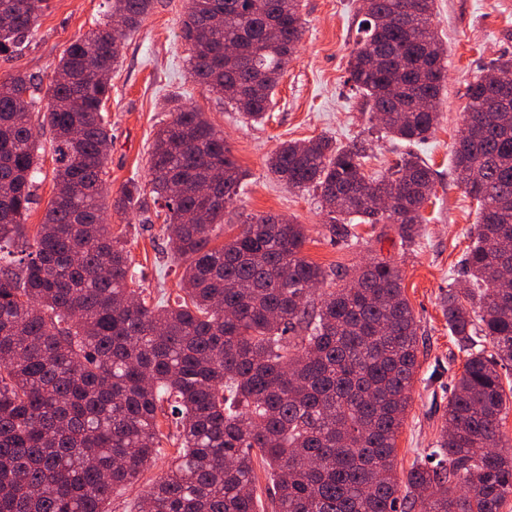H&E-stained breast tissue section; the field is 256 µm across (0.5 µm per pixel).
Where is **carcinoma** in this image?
Returning a JSON list of instances; mask_svg holds the SVG:
<instances>
[{
  "label": "carcinoma",
  "instance_id": "carcinoma-1",
  "mask_svg": "<svg viewBox=\"0 0 512 512\" xmlns=\"http://www.w3.org/2000/svg\"><path fill=\"white\" fill-rule=\"evenodd\" d=\"M44 0H0V54L19 51ZM155 0H112L107 20L60 59L49 88L55 179L29 238L25 216L39 145V90L17 72L0 81V512H107L113 492L162 451L160 418L180 446L140 512H256L258 463L270 468L275 512H501L512 495V454L499 428L512 367V112L489 104L492 60L467 92L469 137L453 171L479 210L463 253L467 293L448 290L443 315L466 355L448 392L434 448L397 472L396 438L418 368V325L396 267L374 259L327 271L302 250L304 226L261 217L229 242L224 209L245 173L224 136L190 109L158 129L148 156L153 202L184 259L181 293L150 304L136 287L123 236L104 224L141 196L135 181L108 199L112 141L103 75L121 55L116 32L135 30ZM361 37L348 81L380 130L410 146L440 118L445 71L434 0H359ZM223 16L215 27L211 17ZM299 0H190L182 38L190 75L252 121L266 117L301 41ZM228 44L240 55L224 59ZM366 148L328 136L288 141L268 168L288 187L319 191L328 231L394 224L402 245L421 235L434 171L413 150L390 172L365 174ZM385 197V209L373 205ZM334 288L320 302L313 290Z\"/></svg>",
  "mask_w": 512,
  "mask_h": 512
}]
</instances>
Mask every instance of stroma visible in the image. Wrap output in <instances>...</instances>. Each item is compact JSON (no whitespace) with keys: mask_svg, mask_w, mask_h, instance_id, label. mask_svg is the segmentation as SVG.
Segmentation results:
<instances>
[{"mask_svg":"<svg viewBox=\"0 0 512 512\" xmlns=\"http://www.w3.org/2000/svg\"><path fill=\"white\" fill-rule=\"evenodd\" d=\"M112 0H47L27 47L17 55H0V79L16 72L35 76L41 89L52 84L69 44L103 22ZM358 0H300L304 34L298 51L275 90L268 119L244 118L223 99L207 93L189 74L188 49L180 36L188 0H156L153 12L127 36L112 73V144L104 184L110 194L134 180L148 181V150L156 131L171 121L174 105L190 107L220 131L237 165L246 172L244 187L224 211L222 241H230L246 221L285 216L303 224V254L324 268L353 269L370 259L396 266L419 326V368L412 407L397 439V469L431 448L445 422L448 390L465 361L448 332L441 298L449 286L464 287L459 260L476 238L475 202L455 182L451 158L464 123L467 88L478 69L501 54L512 53V0H435L434 25L444 47L446 80L440 119L428 140L417 148L435 172L434 195L423 215V232L415 246L402 247L394 225H360L353 243L333 242L316 190L288 188L267 169L266 160L282 143L319 135L338 144L364 142L365 171L386 173L402 142L384 137L362 96L348 80L350 52L358 38ZM42 165L37 178L41 201L26 224L36 229L56 185L49 131H39ZM157 205L148 212H108L112 232H125L132 265L155 298L176 291L182 266L163 230ZM171 446L133 486L113 493L108 512H137L135 505L149 484L166 471Z\"/></svg>","mask_w":512,"mask_h":512,"instance_id":"1","label":"stroma"}]
</instances>
